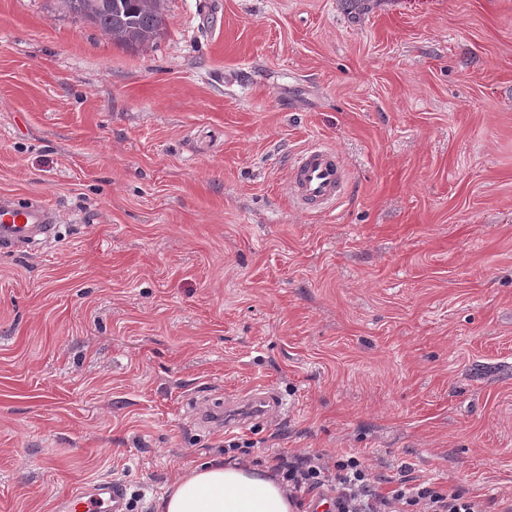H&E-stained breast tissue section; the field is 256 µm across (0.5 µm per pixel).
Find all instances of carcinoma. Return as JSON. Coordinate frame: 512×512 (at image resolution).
Listing matches in <instances>:
<instances>
[{"label":"carcinoma","instance_id":"carcinoma-1","mask_svg":"<svg viewBox=\"0 0 512 512\" xmlns=\"http://www.w3.org/2000/svg\"><path fill=\"white\" fill-rule=\"evenodd\" d=\"M59 7L126 47L151 42L163 26L162 0H59Z\"/></svg>","mask_w":512,"mask_h":512}]
</instances>
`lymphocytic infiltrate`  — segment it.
<instances>
[{
	"label": "lymphocytic infiltrate",
	"instance_id": "1",
	"mask_svg": "<svg viewBox=\"0 0 512 512\" xmlns=\"http://www.w3.org/2000/svg\"><path fill=\"white\" fill-rule=\"evenodd\" d=\"M278 475L291 494L325 489L333 493L335 512H485L482 502L457 488L443 492L428 484L399 477L391 494L378 492L367 466L358 457L329 461L322 455L279 459Z\"/></svg>",
	"mask_w": 512,
	"mask_h": 512
}]
</instances>
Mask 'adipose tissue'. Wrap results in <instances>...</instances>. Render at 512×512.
Here are the masks:
<instances>
[{"label":"adipose tissue","mask_w":512,"mask_h":512,"mask_svg":"<svg viewBox=\"0 0 512 512\" xmlns=\"http://www.w3.org/2000/svg\"><path fill=\"white\" fill-rule=\"evenodd\" d=\"M288 485L272 468L215 458L188 467L160 497L158 512H295Z\"/></svg>","instance_id":"adipose-tissue-1"}]
</instances>
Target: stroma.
Returning <instances> with one entry per match:
<instances>
[{"label": "stroma", "mask_w": 512, "mask_h": 512, "mask_svg": "<svg viewBox=\"0 0 512 512\" xmlns=\"http://www.w3.org/2000/svg\"><path fill=\"white\" fill-rule=\"evenodd\" d=\"M130 49L0 0V512L109 480L157 512L224 446L353 453L512 504V0H164ZM312 144L330 209L289 199ZM279 413L225 427V402ZM215 415L201 424L193 399ZM346 175L339 154L327 146L312 145L295 159L289 172L290 195L309 211L322 210L341 199ZM56 224L44 204L14 206L0 198V252H11L51 237Z\"/></svg>", "instance_id": "35a3bbf8"}]
</instances>
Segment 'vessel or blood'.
<instances>
[{
    "label": "vessel or blood",
    "mask_w": 512,
    "mask_h": 512,
    "mask_svg": "<svg viewBox=\"0 0 512 512\" xmlns=\"http://www.w3.org/2000/svg\"><path fill=\"white\" fill-rule=\"evenodd\" d=\"M346 175L339 154L327 146L313 145L295 159L289 172L290 195L309 211L322 210L341 199ZM55 229L50 208L42 204L15 206L0 198V252H11L50 238ZM272 393H254L241 406L224 414L231 424L264 414L274 406ZM63 512H127L125 489L121 483L100 481L65 497Z\"/></svg>",
    "instance_id": "b4317fda"
}]
</instances>
